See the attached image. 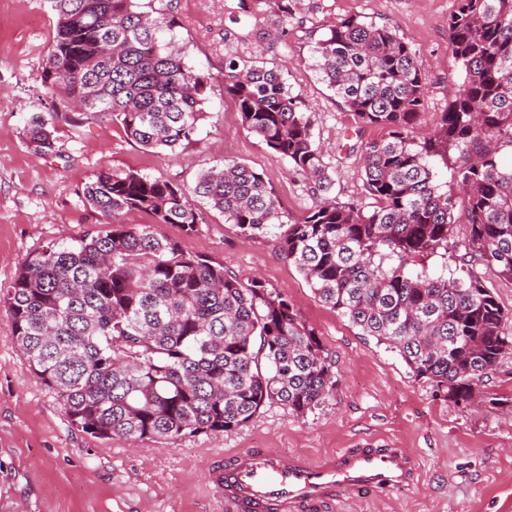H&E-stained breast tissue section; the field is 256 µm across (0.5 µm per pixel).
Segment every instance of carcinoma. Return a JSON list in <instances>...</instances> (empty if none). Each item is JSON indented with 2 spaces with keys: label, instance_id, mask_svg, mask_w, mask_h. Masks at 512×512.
<instances>
[{
  "label": "carcinoma",
  "instance_id": "1",
  "mask_svg": "<svg viewBox=\"0 0 512 512\" xmlns=\"http://www.w3.org/2000/svg\"><path fill=\"white\" fill-rule=\"evenodd\" d=\"M52 3L44 84L52 97L64 91L66 105L29 119L31 147L54 151V120L78 129L89 113L144 148L197 142L209 78L176 45L174 16L143 12L140 0ZM447 25L463 81L430 131L419 122L427 76L394 27L345 18L316 43L321 79L360 122L387 130L361 145L367 205L332 195L313 115L280 70L234 58L224 63V95L242 126L311 184L318 201L303 218L283 221L262 174L234 160L192 186L109 169L85 185L83 202L112 228L31 253L5 301L15 345L73 427L174 442L242 426L268 403L302 416L336 388L335 357L287 297L149 224L117 222L137 210L195 233L204 218L192 196L271 242L321 302L437 395L512 409V397L480 389L512 357V312L471 272L481 262L512 278V168L497 158L512 147V0H456ZM437 163L452 170L446 190ZM460 215L470 227L463 244L452 232ZM450 253L460 276L408 269Z\"/></svg>",
  "mask_w": 512,
  "mask_h": 512
}]
</instances>
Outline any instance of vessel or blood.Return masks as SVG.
<instances>
[{
    "label": "vessel or blood",
    "mask_w": 512,
    "mask_h": 512,
    "mask_svg": "<svg viewBox=\"0 0 512 512\" xmlns=\"http://www.w3.org/2000/svg\"><path fill=\"white\" fill-rule=\"evenodd\" d=\"M415 459L401 448L365 444L312 461L271 449H250L210 467L207 483L225 512H314L337 496L412 487Z\"/></svg>",
    "instance_id": "vessel-or-blood-1"
}]
</instances>
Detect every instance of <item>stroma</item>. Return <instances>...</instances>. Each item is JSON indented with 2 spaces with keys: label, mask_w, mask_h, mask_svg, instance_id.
<instances>
[{
  "label": "stroma",
  "mask_w": 512,
  "mask_h": 512,
  "mask_svg": "<svg viewBox=\"0 0 512 512\" xmlns=\"http://www.w3.org/2000/svg\"><path fill=\"white\" fill-rule=\"evenodd\" d=\"M172 0L177 42L210 79L207 114L196 145L152 152L106 117L90 116L82 132L57 123L55 151L35 153L24 137L28 118L51 113L43 86L55 16L49 0H0V295L26 258L49 242L70 244L101 230L102 216L82 191L102 169L134 170L193 184L206 169L235 160L262 173L286 219L313 204L303 178L245 130L224 95V61L259 59L278 67L333 168L334 195L364 200L359 143L385 136L358 121L313 68V48L347 17L387 23L413 42L429 84L420 115L434 128L448 108V80L461 68L448 48L445 21L456 0H286L288 37L261 42L281 16L279 0ZM199 232L158 224L157 234L186 252L223 262L242 278L257 277L288 298L336 358L337 388L306 416L278 403L262 406L243 426L170 443L102 440L72 427L52 391L17 351L0 304V512H220L206 471L233 452L270 448L317 459L378 440L411 453L420 466L414 488L344 498L335 512H512V413L482 402L461 408L415 380L397 353L360 335L321 303L273 244L245 236L207 209Z\"/></svg>",
  "instance_id": "35a3bbf8"
}]
</instances>
